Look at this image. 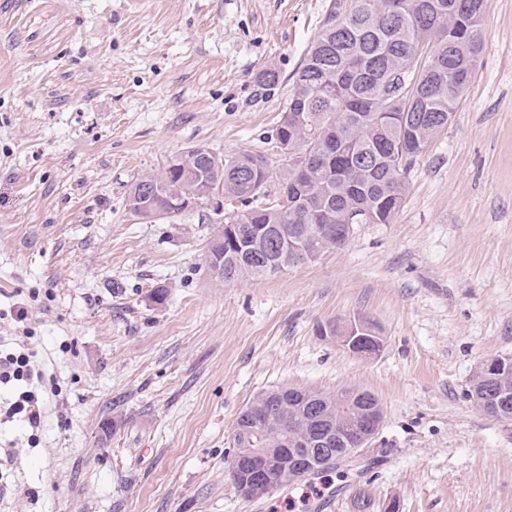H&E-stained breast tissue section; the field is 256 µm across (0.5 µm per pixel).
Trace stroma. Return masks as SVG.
I'll return each instance as SVG.
<instances>
[{
	"mask_svg": "<svg viewBox=\"0 0 512 512\" xmlns=\"http://www.w3.org/2000/svg\"><path fill=\"white\" fill-rule=\"evenodd\" d=\"M328 2L0 0V347L25 303L59 389L37 445L0 425L20 488L0 512H307L317 485L335 512L361 496L369 512H512V429L467 396L485 359L512 356V0H488L466 96L393 223L227 284L207 263L212 211L127 209L136 179L190 146L280 165L289 78ZM358 316L377 355L319 333ZM287 384L370 391L383 424L348 473L244 499L236 421Z\"/></svg>",
	"mask_w": 512,
	"mask_h": 512,
	"instance_id": "1",
	"label": "stroma"
}]
</instances>
